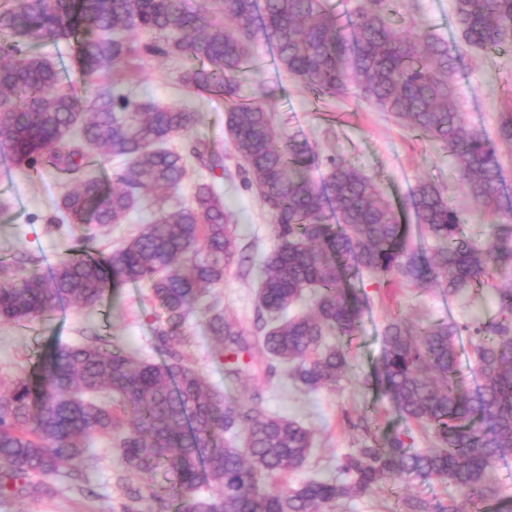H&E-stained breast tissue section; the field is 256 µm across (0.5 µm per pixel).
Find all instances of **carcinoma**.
Segmentation results:
<instances>
[{
  "label": "carcinoma",
  "instance_id": "1",
  "mask_svg": "<svg viewBox=\"0 0 512 512\" xmlns=\"http://www.w3.org/2000/svg\"><path fill=\"white\" fill-rule=\"evenodd\" d=\"M395 0H360L338 12L327 0H215L188 11L181 0H4L0 4V149L31 169L47 163L71 188L57 204L60 221L122 224L140 201L158 209L138 232L104 258L87 251L61 258L50 275L37 268L0 278V319L24 322L62 304L95 308L110 285H143L157 311L148 345L155 362L112 345L105 336L59 343L40 379L25 373L0 387V495L40 492L47 479L73 480L89 443L105 437L121 465L146 482L135 502L177 512H335L341 500L379 492L390 478L414 477L459 488L476 512L495 496L488 472L512 459V197L502 178L500 146H512V107L494 134L466 124L448 77L458 66L448 41L397 27ZM456 29L469 46L512 45V0H453ZM162 35L142 49L188 57L184 75L195 92L229 98L225 125L255 187L274 217V247L256 265V311L262 335L220 312L206 321L224 365V381L285 368L305 390L334 389L351 370L341 339H354L369 298L357 288L367 272L418 287L436 284L448 297L497 274L499 314L485 323L453 320L417 326L394 319L383 329L376 386L406 423L429 431L436 447H411L396 433L368 441L343 458L340 477L311 478L297 487L288 474L303 467L310 429L255 403L230 399L186 360L188 320L235 263L239 249L232 212L212 182L195 187L190 204L167 209L195 160L214 172L224 155L202 140L190 151L172 146L198 113L188 104L135 99L120 82L93 76L132 57L127 34ZM270 44L278 66L322 97L354 88L410 130L447 149L477 217H490L487 237L463 234L460 217L431 183L408 197L422 241L414 243L393 203L370 177L343 159L330 161L316 183L307 170L315 154L283 140L260 104L235 99L240 74L252 68L251 42ZM72 39L89 96L61 88L65 70L33 52L45 41ZM121 165L107 185L92 151ZM310 311L288 310L306 293ZM472 349L470 384L459 377V341ZM249 361H243V356Z\"/></svg>",
  "mask_w": 512,
  "mask_h": 512
}]
</instances>
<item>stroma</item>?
<instances>
[{
    "mask_svg": "<svg viewBox=\"0 0 512 512\" xmlns=\"http://www.w3.org/2000/svg\"><path fill=\"white\" fill-rule=\"evenodd\" d=\"M416 22L459 49L460 71L449 77L448 85L461 104L465 121L494 133L500 112L512 106V49L483 51L464 44L454 26L452 0H401L398 25L407 30ZM267 49L265 40L254 41L252 54L258 68L240 76L239 95L266 106L279 135L306 142L318 155V164L309 171L313 180L325 176L329 158L343 159L368 175L378 193L398 207L419 182L428 181L458 209L466 236H485L486 225L475 217L474 204L446 148L415 135L390 114L352 95L317 97L277 64L267 61ZM192 66L185 58L141 54L119 63L110 76L157 103H188L196 109L199 122L178 145L183 148L203 139L223 152L226 173L218 187L234 212L240 249L259 256L274 245L273 217L244 182L224 129L225 96L197 93L182 83V75ZM67 189L62 175L50 170L33 174L0 155V263L13 270L36 267L47 272L78 240L87 238L82 226L59 229L53 222L56 204ZM502 283L498 277L481 291L451 300L438 288L420 289L398 280L387 285L365 277L370 305L350 351L355 372L336 389L309 392L294 387L282 373L270 382L246 377L225 385L223 365L208 354L213 342L205 337L204 324L214 310L255 326V270L235 264L223 284L213 288L205 304L197 306L191 316L188 327L192 339L186 353L190 364L212 385L224 387L229 397L260 399L264 409L297 419L312 430L314 444L308 461L288 478L289 485L295 486L313 477L337 475L342 456L358 448L362 439L356 426L362 414L371 417L378 436L407 429L415 448L432 447L427 434L408 428L390 401L363 382L382 355L383 328L397 318L417 323L448 319L464 323L475 317L490 321L499 311L496 290ZM147 296V289L126 284L110 290L93 309L67 305L20 324L0 321V385L9 384L21 370H33L39 356L47 354L56 341L76 343L92 331L110 337L114 345L125 350L145 349L154 321ZM85 475L82 482H49L36 496L12 497L0 506V512H120L129 490L139 485L138 479L119 464L117 449L100 437L89 445ZM410 494L425 497L437 507L463 500L459 489L449 484L393 478L375 496L339 502L336 512H398V502Z\"/></svg>",
    "mask_w": 512,
    "mask_h": 512,
    "instance_id": "1",
    "label": "stroma"
}]
</instances>
